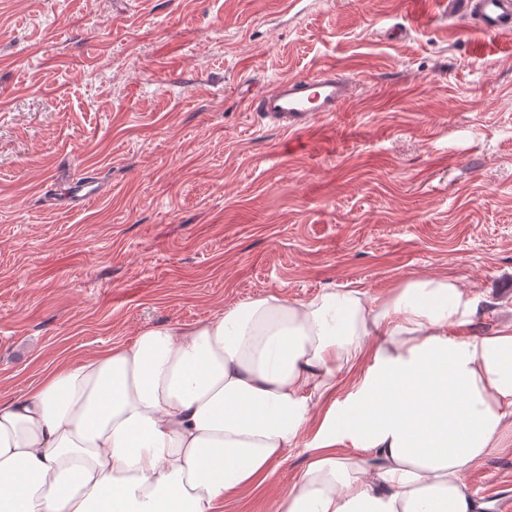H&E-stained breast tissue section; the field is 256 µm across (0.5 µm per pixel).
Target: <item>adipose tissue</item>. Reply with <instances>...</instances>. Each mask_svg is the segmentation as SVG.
<instances>
[{"label":"adipose tissue","mask_w":512,"mask_h":512,"mask_svg":"<svg viewBox=\"0 0 512 512\" xmlns=\"http://www.w3.org/2000/svg\"><path fill=\"white\" fill-rule=\"evenodd\" d=\"M419 277L270 295L141 330L0 397V512H224L297 453L273 512H477L464 474L512 425V322Z\"/></svg>","instance_id":"obj_1"}]
</instances>
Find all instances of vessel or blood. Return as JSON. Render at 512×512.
Instances as JSON below:
<instances>
[{
    "label": "vessel or blood",
    "instance_id": "b4317fda",
    "mask_svg": "<svg viewBox=\"0 0 512 512\" xmlns=\"http://www.w3.org/2000/svg\"><path fill=\"white\" fill-rule=\"evenodd\" d=\"M448 9L471 19L476 28L492 36L512 35V0H448ZM353 97V81L327 67L308 77H284L271 89L259 90L246 100L247 111L291 132L305 131L316 116H330ZM98 197L97 185L89 180L70 187L61 205L73 210Z\"/></svg>",
    "mask_w": 512,
    "mask_h": 512
}]
</instances>
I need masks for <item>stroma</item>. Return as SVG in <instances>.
<instances>
[{
	"label": "stroma",
	"mask_w": 512,
	"mask_h": 512,
	"mask_svg": "<svg viewBox=\"0 0 512 512\" xmlns=\"http://www.w3.org/2000/svg\"><path fill=\"white\" fill-rule=\"evenodd\" d=\"M326 66L359 83L310 131L246 112ZM444 275L482 298L461 338L512 320V37L441 0H0L1 396L147 327ZM502 445L476 498L512 497ZM302 468L224 512H272ZM98 187L93 181L83 180L73 184L61 200L62 208L70 211L94 201L98 197Z\"/></svg>",
	"instance_id": "stroma-1"
}]
</instances>
